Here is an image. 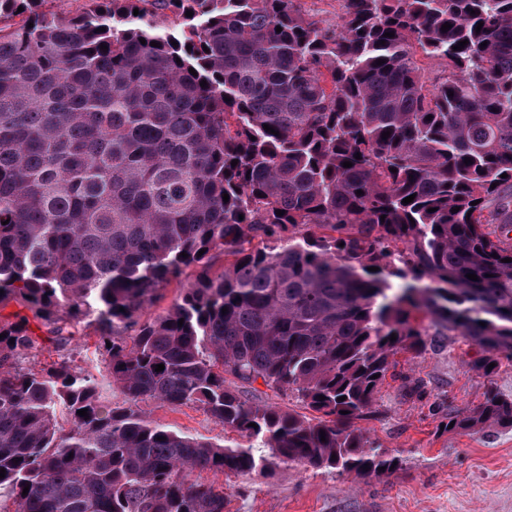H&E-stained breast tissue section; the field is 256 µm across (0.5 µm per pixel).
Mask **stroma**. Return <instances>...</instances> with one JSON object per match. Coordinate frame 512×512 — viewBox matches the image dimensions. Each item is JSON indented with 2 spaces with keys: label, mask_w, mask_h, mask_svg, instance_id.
Here are the masks:
<instances>
[{
  "label": "stroma",
  "mask_w": 512,
  "mask_h": 512,
  "mask_svg": "<svg viewBox=\"0 0 512 512\" xmlns=\"http://www.w3.org/2000/svg\"><path fill=\"white\" fill-rule=\"evenodd\" d=\"M93 328L79 326L70 359L95 380L103 399L114 397L107 357L95 350ZM476 351L452 339L433 338L425 354L400 361L399 378L379 394L381 414L366 421L374 446L402 460L392 477H361L333 470L273 463L267 473L220 475L224 512H512V429L496 426L474 434L444 432L434 401L449 409L477 404L486 390L512 396V363L488 377L473 371ZM423 379L424 394H409L406 379ZM154 421L209 442L234 446L224 430L196 404L143 406Z\"/></svg>",
  "instance_id": "1"
}]
</instances>
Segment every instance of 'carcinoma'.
I'll return each instance as SVG.
<instances>
[{"mask_svg": "<svg viewBox=\"0 0 512 512\" xmlns=\"http://www.w3.org/2000/svg\"><path fill=\"white\" fill-rule=\"evenodd\" d=\"M45 2L0 0V309L18 306L0 314V512H224V486L190 474L270 457L389 477L402 460L361 423L399 358L458 336L479 374L512 363V0H342L334 25L300 0H95L73 17ZM74 321L121 401L66 359L18 367ZM149 400L199 404L270 457L153 421ZM448 421L512 429V396ZM196 275L197 270L189 269L180 282L175 281L162 288L156 301L142 311L140 322L151 321L160 315L166 314L179 301L184 288L189 287L195 280ZM227 384L231 387L238 386L240 390L246 391L245 394L247 396L255 401H260L262 403H270L275 404L283 409H294L295 411L299 413H306V410L302 409V406L294 396L291 394H283V393H276L273 390L267 388L265 385L262 384V381H257V383H254L252 387L245 385H241L240 382H238L232 375L226 374Z\"/></svg>", "mask_w": 512, "mask_h": 512, "instance_id": "cac0c4a2", "label": "carcinoma"}]
</instances>
